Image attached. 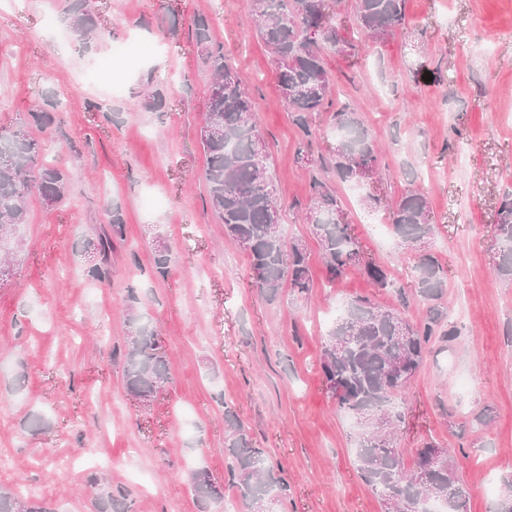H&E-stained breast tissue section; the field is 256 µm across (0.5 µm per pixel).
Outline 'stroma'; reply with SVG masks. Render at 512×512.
<instances>
[{
    "instance_id": "obj_1",
    "label": "stroma",
    "mask_w": 512,
    "mask_h": 512,
    "mask_svg": "<svg viewBox=\"0 0 512 512\" xmlns=\"http://www.w3.org/2000/svg\"><path fill=\"white\" fill-rule=\"evenodd\" d=\"M24 2L15 12L0 0V128L34 109L56 112L59 124L31 134L69 190L54 207L32 198L16 238L22 261L0 278V486L52 512H97L117 490L132 512H202L189 474L223 481L229 407L288 482L287 505L266 512H382L357 472L355 419L328 396L320 355L337 303L370 296L427 319L432 305L414 281L427 252L447 271L441 322L459 334L432 342L401 406L400 445L409 461L429 442L449 449L468 512H496L512 483V281L493 272L496 213L512 194V0H406L404 28L383 40L365 36L354 0H341L343 45L323 50L332 96L382 149L381 176L355 196L321 174L319 158L336 146L331 115L309 114L304 138L248 0H87L100 33L87 43L70 25L71 0ZM49 16L56 28L45 27ZM200 20L250 92L278 222L309 255L310 300L287 288L265 298L205 204L199 131L211 77L194 41ZM124 40L153 51L88 78L86 66ZM319 174L388 288L355 267L328 284L305 219ZM414 185L428 196L434 234L422 249H384L375 229ZM153 195L164 208L146 207ZM108 203L123 235L111 281L99 282L77 251L107 229ZM128 305L157 328L169 364L147 408L124 388Z\"/></svg>"
}]
</instances>
